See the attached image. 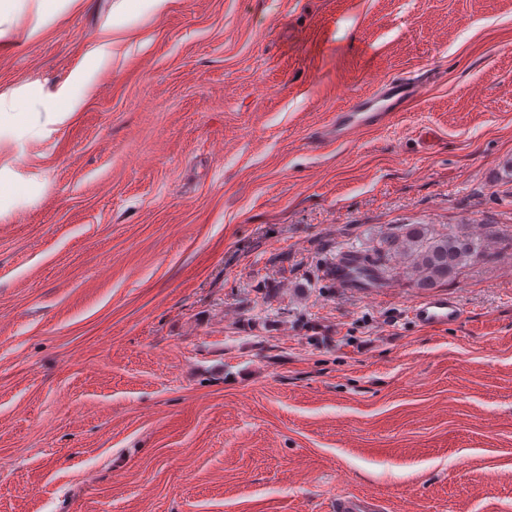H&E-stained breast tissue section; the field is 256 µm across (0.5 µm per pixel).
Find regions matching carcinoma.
<instances>
[{"instance_id": "carcinoma-1", "label": "carcinoma", "mask_w": 512, "mask_h": 512, "mask_svg": "<svg viewBox=\"0 0 512 512\" xmlns=\"http://www.w3.org/2000/svg\"><path fill=\"white\" fill-rule=\"evenodd\" d=\"M390 253L403 257L406 273L419 288H436L483 256L481 245L459 226L440 233L426 224H400L364 256L356 272L374 281L384 278L392 271L386 264Z\"/></svg>"}]
</instances>
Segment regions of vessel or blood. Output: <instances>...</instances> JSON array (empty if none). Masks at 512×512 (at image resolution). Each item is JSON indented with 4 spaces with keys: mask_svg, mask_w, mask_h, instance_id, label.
<instances>
[{
    "mask_svg": "<svg viewBox=\"0 0 512 512\" xmlns=\"http://www.w3.org/2000/svg\"><path fill=\"white\" fill-rule=\"evenodd\" d=\"M427 86L426 80L411 76H397L382 83L374 92L359 97L346 110L337 113V130L370 127L382 123L388 113L398 112L406 103L419 97ZM359 255L353 251L340 252L327 267L326 274L336 287L353 289L360 287L353 270ZM413 318L426 327L451 326L461 317L459 302L444 294L425 297L412 308Z\"/></svg>",
    "mask_w": 512,
    "mask_h": 512,
    "instance_id": "1",
    "label": "vessel or blood"
}]
</instances>
